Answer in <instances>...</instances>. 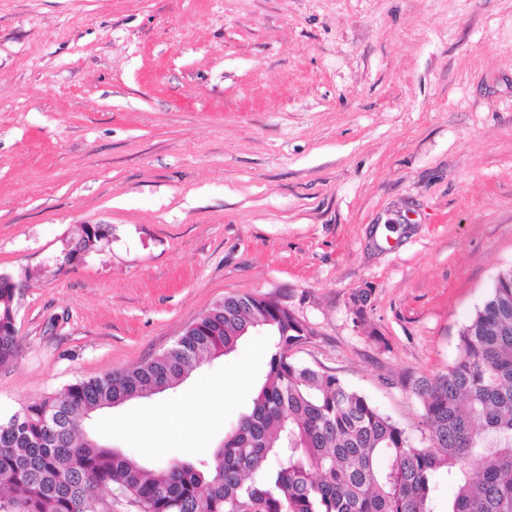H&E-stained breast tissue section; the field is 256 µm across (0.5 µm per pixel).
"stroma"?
Segmentation results:
<instances>
[{"mask_svg": "<svg viewBox=\"0 0 512 512\" xmlns=\"http://www.w3.org/2000/svg\"><path fill=\"white\" fill-rule=\"evenodd\" d=\"M112 239L55 257L79 225ZM512 265V0H0V273L21 292L0 420L171 348L228 296L310 328L290 354L429 443L406 375L444 370ZM367 293L365 322L354 295ZM269 337L201 376L203 433L144 463L210 457L250 405ZM88 226L91 229L92 240H89L88 238H86L88 240V245L86 247H83L82 244H77V241L74 239L67 242L65 245V248L62 250L61 254L68 255L69 253H72L73 258H72V260H70L69 258H66V260L63 261V259L60 256L57 257V259H56L57 265L60 268L76 264V263L80 262L86 255L90 254L91 252H97L101 249L100 248L97 250L92 247L94 244L95 232H97V230L95 229V227H93V224H88Z\"/></svg>", "mask_w": 512, "mask_h": 512, "instance_id": "stroma-1", "label": "stroma"}]
</instances>
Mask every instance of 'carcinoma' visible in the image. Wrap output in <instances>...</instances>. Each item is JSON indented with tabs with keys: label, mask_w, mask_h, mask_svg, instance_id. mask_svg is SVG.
<instances>
[{
	"label": "carcinoma",
	"mask_w": 512,
	"mask_h": 512,
	"mask_svg": "<svg viewBox=\"0 0 512 512\" xmlns=\"http://www.w3.org/2000/svg\"><path fill=\"white\" fill-rule=\"evenodd\" d=\"M14 285H0V367L18 354ZM253 329L272 335L247 412L212 459L149 469L86 431L93 413L235 351ZM307 324L273 298L229 296L162 354L79 380L0 421V512H96L118 487L137 512H512V267L501 270L459 334L444 371L402 379L423 406L430 445L336 375L293 361Z\"/></svg>",
	"instance_id": "cac0c4a2"
}]
</instances>
